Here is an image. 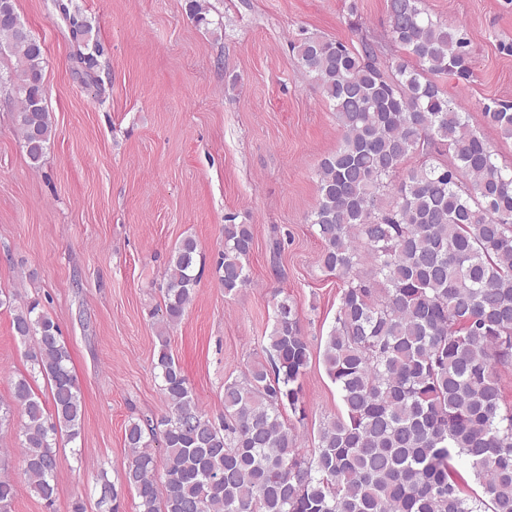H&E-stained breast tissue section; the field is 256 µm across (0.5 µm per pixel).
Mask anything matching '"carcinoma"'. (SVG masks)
I'll list each match as a JSON object with an SVG mask.
<instances>
[{
	"label": "carcinoma",
	"instance_id": "carcinoma-1",
	"mask_svg": "<svg viewBox=\"0 0 512 512\" xmlns=\"http://www.w3.org/2000/svg\"><path fill=\"white\" fill-rule=\"evenodd\" d=\"M52 6L69 26L83 82L98 86L103 46L90 42V24L71 0ZM188 10L208 22L206 0H189ZM388 16L402 50L388 62L367 41L355 49L306 30L293 46L342 130L317 170L309 223L321 267L343 283L322 353L343 413L320 423L309 451L283 423L287 408L305 416L301 380L311 366L286 296L274 304L265 362L224 381L219 416L200 408L167 338L198 282V243L185 237L169 253L157 308L153 368L164 409L125 427L120 482H102L111 512H122L127 491L139 512H512V410L501 407L498 376L512 364V165L499 162L441 83L472 76L462 26L433 18L422 0H388ZM2 47L16 60L7 77L16 135L37 169L53 129L46 50L10 27H0ZM483 111L512 140V104L494 101ZM412 156L418 164L404 167ZM253 242L252 225H224V292L250 284ZM3 305L29 370L0 404V426L21 417L22 475L55 512L53 448L58 437L81 433L80 385L62 331L40 302L18 304L0 291ZM37 377L49 384L45 399L33 387ZM15 494L13 478L1 475L0 512H11Z\"/></svg>",
	"mask_w": 512,
	"mask_h": 512
}]
</instances>
